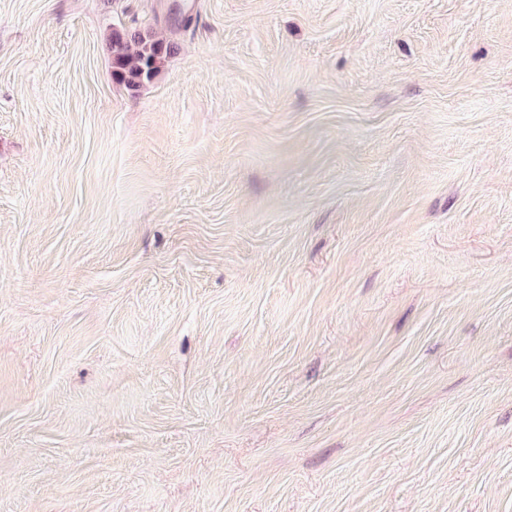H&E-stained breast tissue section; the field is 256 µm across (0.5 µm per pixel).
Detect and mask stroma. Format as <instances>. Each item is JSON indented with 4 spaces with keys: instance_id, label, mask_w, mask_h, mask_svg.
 Wrapping results in <instances>:
<instances>
[{
    "instance_id": "stroma-1",
    "label": "stroma",
    "mask_w": 512,
    "mask_h": 512,
    "mask_svg": "<svg viewBox=\"0 0 512 512\" xmlns=\"http://www.w3.org/2000/svg\"><path fill=\"white\" fill-rule=\"evenodd\" d=\"M0 512H512V0H0ZM172 42L156 39L149 33H122L113 30L110 45L114 74L129 88H137L155 77L164 62L175 52Z\"/></svg>"
}]
</instances>
